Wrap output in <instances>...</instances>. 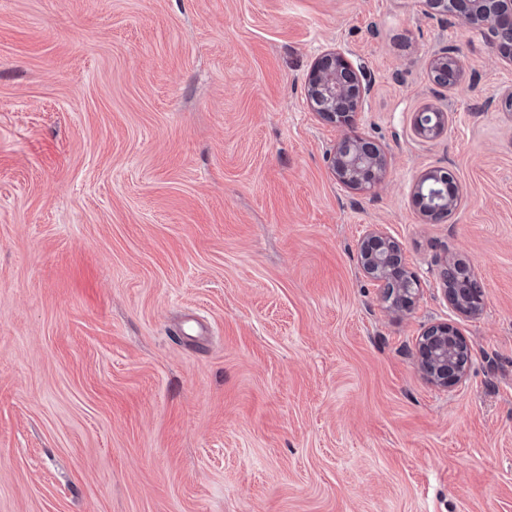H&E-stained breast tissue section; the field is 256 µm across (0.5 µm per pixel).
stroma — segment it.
Masks as SVG:
<instances>
[{"mask_svg": "<svg viewBox=\"0 0 512 512\" xmlns=\"http://www.w3.org/2000/svg\"><path fill=\"white\" fill-rule=\"evenodd\" d=\"M423 0H0V512H512V66ZM342 49L389 167L338 185ZM458 86L434 85L441 50ZM431 105L448 129L418 139ZM462 195L427 223L424 172ZM421 281L390 311L367 225ZM474 264L483 311L435 266ZM452 323L466 383L416 338ZM365 92L340 49L328 50L314 60L307 84L309 106L324 121L347 130L329 154L332 172L340 184L363 190L381 184L387 167L381 149L352 130L355 115L362 111ZM462 69L460 58L450 51H442L430 60V73L433 81L440 86L455 88L456 77ZM450 123L447 112L432 107L424 106L414 112L412 127L414 134L421 140H433L443 134ZM454 263L444 260L439 266V277L444 285V295L449 304L456 310L463 311L470 315H479L483 308L482 294L470 298L468 284L477 282V272L470 263H462L464 267L463 276L453 283V278H448V270H454ZM469 345L461 331L448 322L427 326L417 339V366L434 385L448 388V383L462 384L468 376V360L457 365V346Z\"/></svg>", "mask_w": 512, "mask_h": 512, "instance_id": "35a3bbf8", "label": "stroma"}]
</instances>
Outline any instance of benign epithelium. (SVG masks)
Returning a JSON list of instances; mask_svg holds the SVG:
<instances>
[{"label": "benign epithelium", "instance_id": "benign-epithelium-1", "mask_svg": "<svg viewBox=\"0 0 512 512\" xmlns=\"http://www.w3.org/2000/svg\"><path fill=\"white\" fill-rule=\"evenodd\" d=\"M435 13H451L468 29L480 33L496 55L512 63V0H426ZM462 69L460 58L442 51L430 60L433 81L443 87L457 86ZM366 88L338 48L320 54L308 75L307 101L311 109L326 122L346 129L329 154L336 180L352 189H371L381 184L386 172L385 154L376 145L359 138L352 126L353 117L362 111ZM450 123L449 113L424 106L413 113L414 134L421 140H433L443 134ZM412 194L427 217H448L461 205L462 198L448 193V174L428 171L412 186ZM364 275L382 290V298L397 308L409 306L419 293V277L405 269L401 244L379 224H371L359 246ZM458 281L448 277L454 263L444 260L439 277L449 304L470 315L480 314L483 296H469L468 284L477 281V272L463 263ZM468 346L461 331L448 322L427 326L417 339V366L434 385L462 384L468 376V363L457 364V346Z\"/></svg>", "mask_w": 512, "mask_h": 512}]
</instances>
